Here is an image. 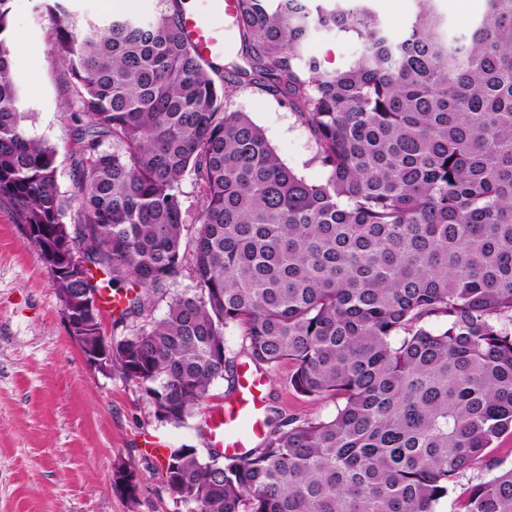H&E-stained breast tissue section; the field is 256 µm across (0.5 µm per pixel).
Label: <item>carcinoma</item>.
Wrapping results in <instances>:
<instances>
[{
    "mask_svg": "<svg viewBox=\"0 0 512 512\" xmlns=\"http://www.w3.org/2000/svg\"><path fill=\"white\" fill-rule=\"evenodd\" d=\"M45 0L76 119L73 190L57 150L30 137L2 34L0 201L75 302L101 290L73 250L120 286L112 369L140 383L155 417L182 426L234 366L292 365L291 388L330 399L239 459L171 448L165 489L185 512H434L466 478L457 512H512V468L489 448L512 432V0H486L467 34L442 31L436 0L404 33L369 0H239L241 62L222 68L184 38L181 0L156 17L76 21ZM357 39L343 67L308 54L321 31ZM295 111L322 171L285 165L245 112L242 84ZM199 192L184 246L179 189ZM75 210L78 227L64 222ZM190 265L193 295L152 309ZM94 348L99 323L78 331ZM484 470L488 477H471ZM113 485L136 494L118 466Z\"/></svg>",
    "mask_w": 512,
    "mask_h": 512,
    "instance_id": "cac0c4a2",
    "label": "carcinoma"
}]
</instances>
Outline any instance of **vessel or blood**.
Returning a JSON list of instances; mask_svg holds the SVG:
<instances>
[{"mask_svg": "<svg viewBox=\"0 0 512 512\" xmlns=\"http://www.w3.org/2000/svg\"><path fill=\"white\" fill-rule=\"evenodd\" d=\"M238 0H203L199 9L184 11L181 18L185 39L205 59L224 56V20L237 11ZM265 377L250 366H241L237 392L226 406L211 415L212 439L225 456H243L265 433Z\"/></svg>", "mask_w": 512, "mask_h": 512, "instance_id": "b4317fda", "label": "vessel or blood"}]
</instances>
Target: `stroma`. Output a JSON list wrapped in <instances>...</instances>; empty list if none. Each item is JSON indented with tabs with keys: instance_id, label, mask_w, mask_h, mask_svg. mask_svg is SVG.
I'll list each match as a JSON object with an SVG mask.
<instances>
[{
	"instance_id": "obj_1",
	"label": "stroma",
	"mask_w": 512,
	"mask_h": 512,
	"mask_svg": "<svg viewBox=\"0 0 512 512\" xmlns=\"http://www.w3.org/2000/svg\"><path fill=\"white\" fill-rule=\"evenodd\" d=\"M6 40L26 132L58 151L57 183L68 193L75 126L65 70L52 50V29L37 0H10ZM230 107L248 113L281 160L315 180L314 141L298 115L254 85L238 89ZM291 368L267 373V420L333 413L328 400L296 394ZM229 380L215 382L193 418L176 427L160 422L139 384L90 367L69 331L51 274L0 203V512H180L162 483L163 459L143 447L147 435L168 447L206 450L199 425L226 401ZM133 472L136 500L113 486L115 467Z\"/></svg>"
}]
</instances>
